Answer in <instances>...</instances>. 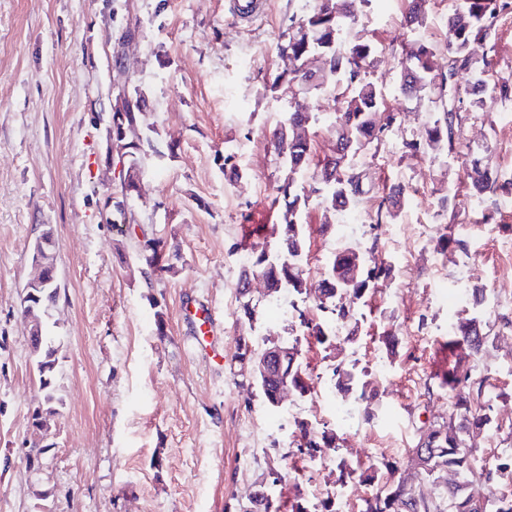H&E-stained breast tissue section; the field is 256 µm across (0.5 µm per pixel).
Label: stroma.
<instances>
[{"label": "stroma", "instance_id": "1", "mask_svg": "<svg viewBox=\"0 0 512 512\" xmlns=\"http://www.w3.org/2000/svg\"><path fill=\"white\" fill-rule=\"evenodd\" d=\"M460 2L426 0V23L417 30L406 26L401 0H371L357 12L358 29L375 47L367 77L385 111L399 116L389 141L362 156L375 188L400 183L408 195L397 218L380 226L373 254L393 266L392 279L359 304L355 341L320 345L272 314L263 285L251 292L255 313L245 317L233 249L279 221L273 202L285 171L268 135L288 112H310L316 158L336 143L335 95L321 86L296 96L276 80L288 67L281 49L290 20L312 10L314 0H267L265 14L250 24L236 22L225 0H0V512H236L272 468L282 479L270 493L283 506L308 500L315 485L322 504L335 506L341 493L347 512H362L374 488L347 471L407 459L420 427L449 420L452 399L427 390L444 369L449 312L512 318V296L503 289L512 279V196L500 198L496 222L473 223L465 156L405 152L434 104L429 94L400 92L391 53L422 39L442 42L438 27ZM132 15L141 34L123 59L153 125L142 192L131 203L134 226L109 223L105 206L120 192L118 172L105 162L110 75ZM511 107L512 100L486 93L465 127L468 147L491 148L505 172L512 157L497 120ZM241 147L247 159L236 179L224 157ZM316 172L311 166L296 176L308 196L310 287L297 302L309 320L319 316L315 290L338 236ZM447 195L455 210L445 208ZM453 218L467 225V247L437 251V228ZM45 224L56 236L60 288L49 319L58 413L43 434L32 426L42 392L20 303L30 245ZM399 224L408 230L398 238ZM144 233L165 243L161 262L171 271L162 278L148 279L136 254ZM442 271L485 288L483 305H448L437 280ZM203 315L211 326L201 336ZM390 327L392 346L382 336ZM242 334L259 346L297 341L311 392L269 407L236 359ZM482 364L496 397L495 427L481 441L492 463L512 434V328L500 331ZM339 366L375 392L368 404L357 391L344 394L354 421L341 429L316 394ZM301 421L336 430L327 459L297 453ZM37 439L48 450L30 469L25 444Z\"/></svg>", "mask_w": 512, "mask_h": 512}]
</instances>
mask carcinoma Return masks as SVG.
Here are the masks:
<instances>
[{
  "mask_svg": "<svg viewBox=\"0 0 512 512\" xmlns=\"http://www.w3.org/2000/svg\"><path fill=\"white\" fill-rule=\"evenodd\" d=\"M357 0H316L312 11L291 24L288 43L281 52L288 56L289 68L279 75L288 88H298L308 93L320 82L334 79L344 91L334 113L336 146L334 155L319 164L317 181L321 185L322 200L334 209L353 210L371 192L368 174L356 171L349 162L354 155L372 144L381 145L391 132L397 117L383 111V97L377 86L366 79L368 59L374 53L373 44L363 36L351 39L343 52L336 51V42L343 32L357 21ZM423 0H408L406 22L420 27L425 21ZM512 15V0H462L460 10L447 22V45L444 64L447 71L435 63L436 48L426 41L393 53L399 68V84L402 94L412 97L416 91L436 93L437 112L423 133L405 142L412 153L428 150H445L450 155L461 152L464 146V128L470 114L480 107L481 95L497 92L504 98L512 97V85L505 82L490 83L496 63L488 53L493 51L492 40L501 18ZM485 46L487 52L476 55L475 48ZM314 59L322 62L324 73L312 74L310 80H300L299 68ZM473 70L477 79L468 88H460L448 81V75L460 70ZM128 123L140 131L146 120L148 105L140 94L131 96ZM310 113L296 109L272 131L273 154L286 171L280 196L275 199L281 223L276 225L278 239L255 240L247 248L251 262L241 267L237 286L248 277L274 268L278 275L276 292L305 294L308 282L305 277V236L303 213L308 196L296 185L295 175L308 167L311 157V138L308 126ZM469 190L479 204V223L495 221L501 196L512 195V178H503L489 154L473 156L466 167ZM405 188L393 185L373 196L374 212L368 225L372 244L377 246V229L383 220L396 216L404 204ZM112 223L135 224L133 212L126 208V200L112 205ZM465 236L451 223L438 231L436 248L466 249ZM163 248V241L147 237L137 242L138 256L147 262ZM359 267L357 279L347 278L351 267ZM392 266L370 264L352 247H344L333 255L326 277L319 284L321 296L318 308L324 314L320 321L300 319L307 335L324 344L335 338L331 324L347 326L357 323L356 308L369 293L382 287L391 278ZM57 291L49 288L39 292L37 316L41 319L40 335L29 337L36 353L43 399L51 403L57 399L55 369L58 363L53 337L47 335V314L56 301ZM495 323L464 318L456 324L448 336V367L439 377V386L448 390L454 399V418L446 425H430L419 435L432 452L426 466L412 469L398 462L372 464L358 473L364 483H375L390 474L384 481V489L365 500L362 512H478L476 504H482L483 512H512V492L496 498H480L473 492L475 485H493L502 480L512 482V452H503L494 465L479 455V440L491 428L494 417L493 405L487 396V376L471 369L460 373L461 363L479 360L489 352L494 341ZM288 383L294 393L303 395L309 390L307 374L300 359L288 361ZM297 451L314 457L327 448L336 447V434L316 432L305 423L298 424ZM427 485L430 492L421 487Z\"/></svg>",
  "mask_w": 512,
  "mask_h": 512,
  "instance_id": "obj_1",
  "label": "carcinoma"
}]
</instances>
